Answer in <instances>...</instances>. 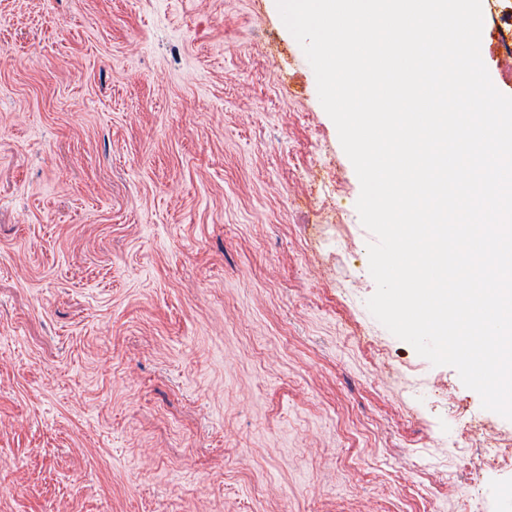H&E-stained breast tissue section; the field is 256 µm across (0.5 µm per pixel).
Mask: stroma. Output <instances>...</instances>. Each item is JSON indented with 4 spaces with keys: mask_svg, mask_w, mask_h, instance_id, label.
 <instances>
[{
    "mask_svg": "<svg viewBox=\"0 0 512 512\" xmlns=\"http://www.w3.org/2000/svg\"><path fill=\"white\" fill-rule=\"evenodd\" d=\"M360 190L276 0H0V512H512Z\"/></svg>",
    "mask_w": 512,
    "mask_h": 512,
    "instance_id": "obj_1",
    "label": "stroma"
}]
</instances>
